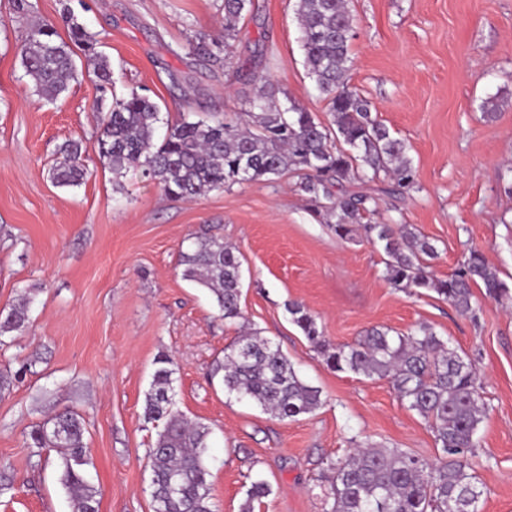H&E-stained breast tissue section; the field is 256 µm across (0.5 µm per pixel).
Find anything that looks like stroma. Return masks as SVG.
Here are the masks:
<instances>
[{
	"instance_id": "obj_1",
	"label": "stroma",
	"mask_w": 512,
	"mask_h": 512,
	"mask_svg": "<svg viewBox=\"0 0 512 512\" xmlns=\"http://www.w3.org/2000/svg\"><path fill=\"white\" fill-rule=\"evenodd\" d=\"M16 12L0 0V309L39 286L31 326L0 341V512H71L55 452L30 447L31 426L63 410L85 421L88 477L99 512H152L149 450L157 427L143 417L155 361L177 366L173 408L207 424L211 502L241 512L248 478L271 493L254 512H324L329 466L352 449L399 448L427 460L442 451L426 422L389 380L331 370L294 325L286 303H303L331 345L367 330L408 332L425 324L475 363L489 410L472 461L483 487L480 512H512V300L474 288V316L430 290L384 277L386 255L365 233L338 238L314 216L297 178L242 183L190 201L167 198L141 171L121 191L98 154V81L82 73L57 100L39 97L21 66L34 23L67 37L64 11L95 33L115 92L156 102L168 122L182 113L233 117L266 74L289 103L331 116L304 67L295 0H254L240 21L233 68L205 61L196 36L223 41V0H30ZM350 84L401 138L417 187L388 191L380 177L356 184L371 195L370 220L407 224L438 254L447 278L480 251L512 287V0H350ZM497 98L494 114L483 112ZM83 142L88 174L77 187L48 178L60 144ZM218 234L242 256V317L219 319L208 289L182 276L190 235ZM252 328L318 387L313 413L281 420L225 394L211 365Z\"/></svg>"
}]
</instances>
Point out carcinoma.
Masks as SVG:
<instances>
[{"label": "carcinoma", "instance_id": "carcinoma-1", "mask_svg": "<svg viewBox=\"0 0 512 512\" xmlns=\"http://www.w3.org/2000/svg\"><path fill=\"white\" fill-rule=\"evenodd\" d=\"M252 0H224V66L231 65L237 22L251 11ZM304 62L309 78L327 102L332 120L325 125L312 113L281 104L276 89L261 72L251 74L257 85L247 108L236 118L214 115L191 119L187 114L167 126L160 143L154 133L162 122L159 106L131 93L113 98L103 113L98 133L100 159L112 171L116 189L131 168L154 181L175 201L191 200L204 191L222 190L244 182L301 173L300 190L312 211L335 219L337 237L352 239L358 230L375 234L387 256L384 277L404 289H431L462 315L472 313V288L500 299L507 284L472 250L445 279L427 271L437 249L405 224H365L373 198L343 189V182L384 175L395 194L415 184L404 141L372 115L370 103L349 84V42L355 17L346 0H296ZM69 41L50 24H39L24 44L21 64L36 91L49 100L66 91L77 76L73 59L78 47L94 65L99 90L112 85L109 60L95 52L96 35L69 18ZM61 160L49 176L58 186H78L87 173L82 143L68 140L58 148ZM183 278L213 294L219 317L242 318L241 260L238 250L215 235L198 236L180 254ZM37 289L0 311V338L23 333ZM294 324L322 354L332 370L368 378H387L398 398L432 429L443 457L430 462L399 448L366 446L330 464L327 512H480L483 495L471 463L475 437L488 405L479 392L476 367L464 360L426 325L405 334L374 329L356 344L332 346L318 328L316 317L302 304L286 305ZM145 394L144 418L162 428L150 448L153 512H213L206 464L209 426L172 409L175 364L157 360ZM211 379L224 392L260 406L279 419H294L322 405L321 391L304 382L281 349L257 331H246L224 348L214 362ZM85 423L73 412H62L36 425L28 438L37 448L54 449L61 460L60 483L67 490L72 512H99L98 490L88 481L90 464L84 443ZM268 483L251 481L242 512L270 495Z\"/></svg>", "mask_w": 512, "mask_h": 512}]
</instances>
